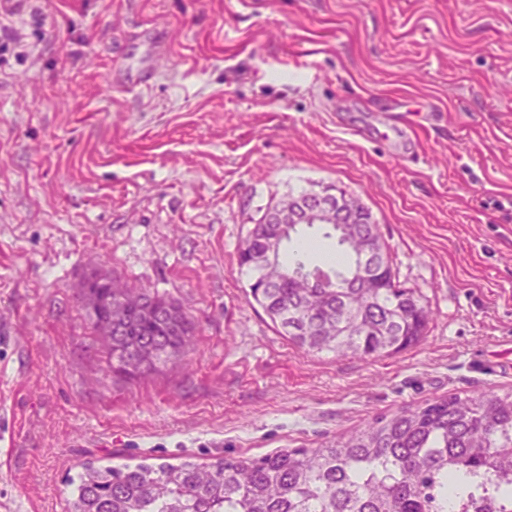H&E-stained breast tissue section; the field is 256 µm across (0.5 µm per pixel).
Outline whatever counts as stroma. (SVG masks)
Here are the masks:
<instances>
[{
    "mask_svg": "<svg viewBox=\"0 0 512 512\" xmlns=\"http://www.w3.org/2000/svg\"><path fill=\"white\" fill-rule=\"evenodd\" d=\"M315 185L371 211L418 345L306 354L249 296L240 241ZM98 267L182 307L189 363L105 373ZM510 387L512 0H0V512Z\"/></svg>",
    "mask_w": 512,
    "mask_h": 512,
    "instance_id": "1",
    "label": "stroma"
}]
</instances>
